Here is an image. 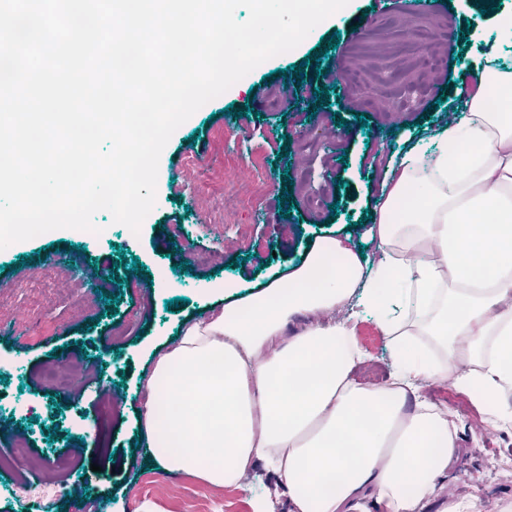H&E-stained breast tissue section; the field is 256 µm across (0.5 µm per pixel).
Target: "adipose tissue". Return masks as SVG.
Wrapping results in <instances>:
<instances>
[{
  "label": "adipose tissue",
  "instance_id": "ef3b65f1",
  "mask_svg": "<svg viewBox=\"0 0 512 512\" xmlns=\"http://www.w3.org/2000/svg\"><path fill=\"white\" fill-rule=\"evenodd\" d=\"M488 53L459 76L453 117L395 154L367 231L316 242L287 276L185 322L145 382L154 460L215 487L267 462L288 512H420L456 459L450 411L417 380L452 382L499 430L512 429V113L485 103ZM391 346L389 383L367 386L352 298Z\"/></svg>",
  "mask_w": 512,
  "mask_h": 512
}]
</instances>
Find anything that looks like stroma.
<instances>
[{"mask_svg": "<svg viewBox=\"0 0 512 512\" xmlns=\"http://www.w3.org/2000/svg\"><path fill=\"white\" fill-rule=\"evenodd\" d=\"M475 0H351L317 25L293 50L274 56L220 96L208 101L171 136L158 169L156 203L132 232L98 212L96 239L56 229L0 250V394L11 415L0 425L24 431L30 457L43 460L42 476L55 483L50 512H252L251 502L273 496L288 512L277 477L256 463L240 486L215 488L151 462L141 420V379L181 321L207 314L225 284L250 288L287 273L324 237L359 236V220L381 186L390 154L445 118L449 102L436 92L465 62L489 46L512 66V35L494 16L477 19ZM407 30L434 28L439 64L433 71H392L371 59L368 77L355 85L343 75L361 63L363 45L383 40L389 19ZM483 40L463 36L468 25ZM340 32L337 49L319 42ZM467 49L466 61L454 59ZM326 58L322 75L299 76L292 65ZM327 88L323 101L314 92ZM262 153L268 187L251 194L248 158ZM289 193V217L277 197ZM180 299L179 308L165 303ZM356 334L368 351L354 376L384 382L393 354L368 320ZM77 361L85 393L51 389L47 368L64 357ZM460 453L422 512L448 501L472 502L474 512H496L512 501V433L489 426L483 414L457 419ZM63 456L72 472L49 467ZM98 471H91V464ZM88 477L83 500L68 502L73 475ZM32 471L17 464L0 476V512H29Z\"/></svg>", "mask_w": 512, "mask_h": 512, "instance_id": "stroma-1", "label": "stroma"}]
</instances>
